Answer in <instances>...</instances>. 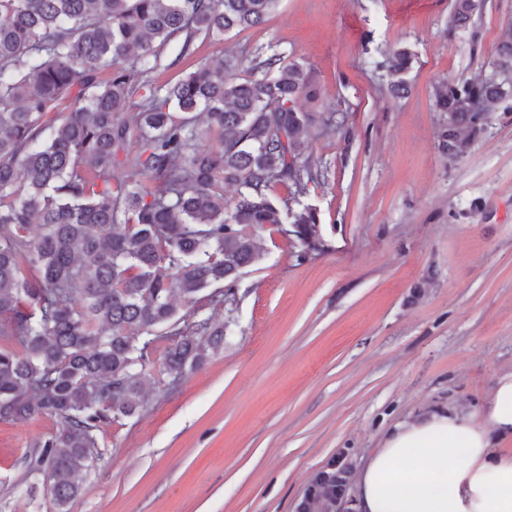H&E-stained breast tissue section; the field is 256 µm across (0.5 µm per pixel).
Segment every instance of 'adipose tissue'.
<instances>
[{
    "label": "adipose tissue",
    "mask_w": 512,
    "mask_h": 512,
    "mask_svg": "<svg viewBox=\"0 0 512 512\" xmlns=\"http://www.w3.org/2000/svg\"><path fill=\"white\" fill-rule=\"evenodd\" d=\"M357 512H512V371L466 415L396 423L356 478Z\"/></svg>",
    "instance_id": "1"
}]
</instances>
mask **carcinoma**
Listing matches in <instances>:
<instances>
[{
	"mask_svg": "<svg viewBox=\"0 0 512 512\" xmlns=\"http://www.w3.org/2000/svg\"><path fill=\"white\" fill-rule=\"evenodd\" d=\"M276 2L0 0V421L59 419L29 454L54 512L82 492L103 426L143 407L158 343L174 382L224 344V328L194 320L196 304L234 302L243 270L264 258L252 230L285 235L300 260L319 242L303 197L324 171L303 144L314 124L342 120L297 107L318 97L303 65L258 56L238 78L228 57L172 85L148 78L201 36L263 23ZM478 7L454 0L451 25ZM173 39L165 60L156 45ZM492 65L435 90L450 156L467 152L512 86L511 26ZM410 66L408 51L392 54V93L408 91ZM118 168L126 178L115 182ZM276 185L288 198L270 195ZM345 486L343 471L321 472L306 512H324Z\"/></svg>",
	"mask_w": 512,
	"mask_h": 512,
	"instance_id": "1",
	"label": "carcinoma"
}]
</instances>
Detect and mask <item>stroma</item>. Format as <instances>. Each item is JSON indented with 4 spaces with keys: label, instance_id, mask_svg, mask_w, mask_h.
<instances>
[{
    "label": "stroma",
    "instance_id": "stroma-1",
    "mask_svg": "<svg viewBox=\"0 0 512 512\" xmlns=\"http://www.w3.org/2000/svg\"><path fill=\"white\" fill-rule=\"evenodd\" d=\"M453 0H278L266 20L220 38L150 78L198 62L282 54L310 71L333 130L306 152L326 166L305 204L319 249L269 230L261 263L234 286L235 309L200 302L224 346L176 384L158 376L139 413L104 426L69 512H298L312 479L337 462L356 475L394 424L455 404L473 411L512 369V95L460 158L441 134L437 85L490 66L512 0H481L467 28ZM412 55L408 94L385 64ZM60 428L42 415L0 422V512H54L31 473L34 442ZM36 495H27L29 484Z\"/></svg>",
    "mask_w": 512,
    "mask_h": 512
}]
</instances>
